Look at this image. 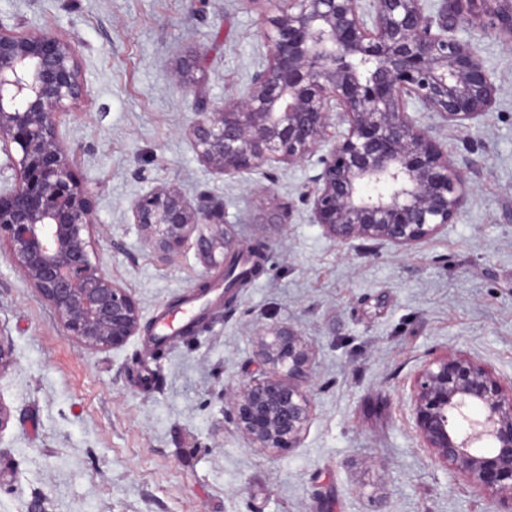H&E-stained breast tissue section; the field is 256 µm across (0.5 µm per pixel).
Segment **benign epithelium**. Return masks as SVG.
Masks as SVG:
<instances>
[{
    "mask_svg": "<svg viewBox=\"0 0 512 512\" xmlns=\"http://www.w3.org/2000/svg\"><path fill=\"white\" fill-rule=\"evenodd\" d=\"M266 64L248 93L213 110L199 101L191 136L199 157L226 175L318 155L302 201L334 239L412 246L452 223L470 191L464 170L417 124L413 101L448 125L468 129L488 116L497 93L476 46L458 26L512 39V0H448L436 16L423 0H273ZM197 55L179 59L177 79L193 88ZM71 43L47 31L0 25V145L18 146L14 185L0 189V239L59 317L65 336L98 350L124 346L140 328L139 308L92 260L93 205L74 177L75 152L55 115L85 95ZM343 131L336 132V125ZM133 223L155 252L179 250L200 224L213 257L232 246L217 206L191 203L175 185L134 200ZM264 370L229 396L237 429L277 456L295 447L309 421L304 385L311 347L290 326L258 336ZM414 428L433 457L489 497L512 506V386L475 358L456 354L414 379Z\"/></svg>",
    "mask_w": 512,
    "mask_h": 512,
    "instance_id": "obj_1",
    "label": "benign epithelium"
}]
</instances>
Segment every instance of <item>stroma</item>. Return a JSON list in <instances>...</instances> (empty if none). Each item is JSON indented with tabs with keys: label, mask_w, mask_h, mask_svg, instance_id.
<instances>
[{
	"label": "stroma",
	"mask_w": 512,
	"mask_h": 512,
	"mask_svg": "<svg viewBox=\"0 0 512 512\" xmlns=\"http://www.w3.org/2000/svg\"><path fill=\"white\" fill-rule=\"evenodd\" d=\"M270 0H0V24L69 40L86 94L56 115L89 191L103 272L137 303L141 329L95 350L65 337L51 306L0 246V512H498L438 463L411 415L416 373L458 353L512 383V40L469 25L498 94L461 132L410 106L471 185L451 223L416 245L340 242L302 195L315 159L227 176L198 156V97L244 96L264 64ZM198 53L196 91L176 81ZM169 183L211 197L237 242L268 246L265 270L225 305L224 270L199 225L160 258L131 222L132 200ZM207 293H199L200 283ZM193 300L198 319L157 346V315ZM295 328L314 353L310 419L270 458L236 428L226 395L259 375V333Z\"/></svg>",
	"instance_id": "1"
}]
</instances>
